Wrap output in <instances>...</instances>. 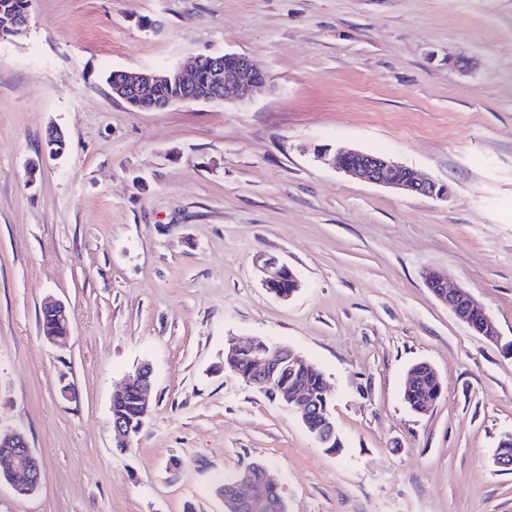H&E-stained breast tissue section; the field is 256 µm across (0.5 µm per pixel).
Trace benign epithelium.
Masks as SVG:
<instances>
[{
  "label": "benign epithelium",
  "instance_id": "1",
  "mask_svg": "<svg viewBox=\"0 0 512 512\" xmlns=\"http://www.w3.org/2000/svg\"><path fill=\"white\" fill-rule=\"evenodd\" d=\"M29 22L28 13L22 16L9 13L0 15V23L10 27L18 35L28 30ZM204 60L208 61L210 81L202 85L196 74ZM266 83L267 78L262 69L247 56L230 53L211 55L206 59L195 56L175 70L123 71V80L112 88V98L134 102L146 97L150 89L158 84L176 86L179 90L178 96L156 104V110L160 111L174 102H245ZM331 163L348 175L396 191L427 197L446 193V188L433 178L381 155L355 149L339 150L332 156ZM255 265L261 274L262 285L274 296L287 300L300 288L295 273L279 259L260 255L255 258ZM286 278L293 284V290L289 292L282 289V282ZM428 287L472 330L491 341L498 339V331L486 307L462 287L448 281L440 273L429 277ZM43 310L54 322H69L65 306L58 301H46ZM245 353L248 354L249 383L261 390L272 392L288 408L297 412L303 425L321 447L339 451L341 441L330 406L310 400L305 385L301 382L291 385L278 383L280 371L284 369L294 377L312 371L314 367L292 348L271 344L261 338H255L245 346L230 343L224 351V365L231 372L240 373L239 363ZM151 378L152 368L143 364L118 385L120 391L128 385L138 390L144 418L149 416L147 395L151 388ZM112 432L118 447H130L132 430L118 415L112 417ZM0 447L5 449L0 455V475L17 493H34L41 483V464L30 448L27 437L19 430L0 428ZM270 481L268 469L263 466L258 468L252 465L235 474L219 488L225 512H250L255 507L259 493Z\"/></svg>",
  "mask_w": 512,
  "mask_h": 512
}]
</instances>
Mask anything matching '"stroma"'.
<instances>
[{
    "label": "stroma",
    "instance_id": "stroma-1",
    "mask_svg": "<svg viewBox=\"0 0 512 512\" xmlns=\"http://www.w3.org/2000/svg\"><path fill=\"white\" fill-rule=\"evenodd\" d=\"M224 53L268 89L137 112L104 80ZM343 147L448 195L317 156ZM260 254L297 275L291 299L263 287ZM49 297L64 348L39 332ZM256 337L322 373L341 452L225 370L228 342ZM144 362L151 414L119 451L112 393ZM419 362L444 388L424 415L403 399ZM0 426L44 467L27 496L0 481V512H224L217 485L254 462L288 512H512L493 464L512 434V0H34L0 41ZM345 174L396 191L427 197L443 196L446 188L433 178L387 157L355 149L339 150L331 158ZM428 287L440 301L448 305L460 321L472 330L491 341L498 339V331L486 307L462 287L448 281V278L440 273H434L429 277Z\"/></svg>",
    "mask_w": 512,
    "mask_h": 512
}]
</instances>
